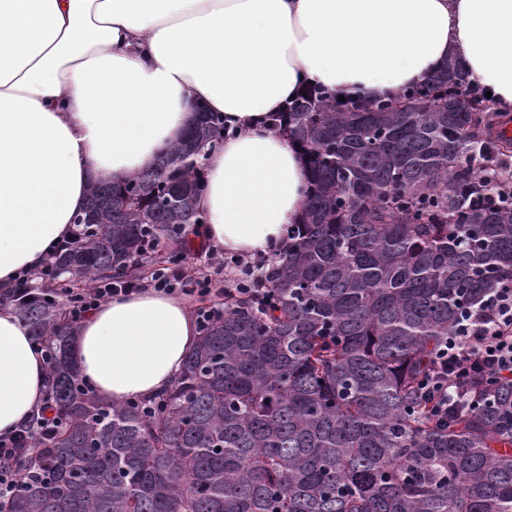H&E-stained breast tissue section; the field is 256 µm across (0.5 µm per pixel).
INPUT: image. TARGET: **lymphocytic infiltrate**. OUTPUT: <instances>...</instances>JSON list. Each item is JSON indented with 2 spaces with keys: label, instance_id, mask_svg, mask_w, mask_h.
Wrapping results in <instances>:
<instances>
[{
  "label": "lymphocytic infiltrate",
  "instance_id": "f902f5d3",
  "mask_svg": "<svg viewBox=\"0 0 512 512\" xmlns=\"http://www.w3.org/2000/svg\"><path fill=\"white\" fill-rule=\"evenodd\" d=\"M192 262L166 268L151 278L157 291L174 294L194 291L208 296L213 281L192 273ZM141 283L95 281L69 301L70 318L82 319L104 302L120 294L140 291ZM489 373L512 382V280L491 289L462 316L452 336L437 351L433 374L423 386L426 396L439 413L463 402L467 385L476 375ZM57 426L50 402H43L31 420L13 432L0 435V460L22 456V466L0 470V503H7L20 486L34 475L44 451L42 442Z\"/></svg>",
  "mask_w": 512,
  "mask_h": 512
}]
</instances>
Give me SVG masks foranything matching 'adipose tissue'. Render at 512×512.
I'll use <instances>...</instances> for the list:
<instances>
[{
	"label": "adipose tissue",
	"instance_id": "1",
	"mask_svg": "<svg viewBox=\"0 0 512 512\" xmlns=\"http://www.w3.org/2000/svg\"><path fill=\"white\" fill-rule=\"evenodd\" d=\"M452 54L512 112V0H0V292L70 237L93 182L149 165L201 108L226 129L199 156L207 244L283 245L307 172L275 112L308 84L395 98ZM197 336L180 300L141 292L88 314L73 353L121 402L168 390ZM45 385L28 325L0 305V433Z\"/></svg>",
	"mask_w": 512,
	"mask_h": 512
}]
</instances>
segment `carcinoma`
I'll use <instances>...</instances> for the list:
<instances>
[{
  "label": "carcinoma",
  "mask_w": 512,
  "mask_h": 512,
  "mask_svg": "<svg viewBox=\"0 0 512 512\" xmlns=\"http://www.w3.org/2000/svg\"><path fill=\"white\" fill-rule=\"evenodd\" d=\"M455 55L400 97L357 110L307 90L280 115L308 172L306 203L249 297L199 327L171 388L110 403L81 386L76 323L60 304L15 303L52 359L63 421L8 512H512V384L489 379L473 411L440 420L420 397L463 308L512 275V197L486 196L464 155L512 154L496 116L468 96ZM469 98V112L445 105ZM224 138L210 112L174 149L94 182L80 242L55 270L140 276L150 244L202 237L205 169L183 155Z\"/></svg>",
  "instance_id": "obj_1"
}]
</instances>
